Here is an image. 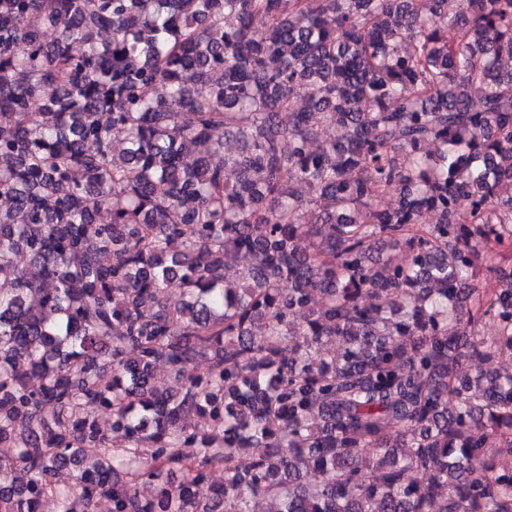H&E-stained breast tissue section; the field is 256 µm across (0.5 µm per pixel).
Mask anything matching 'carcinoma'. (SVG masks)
<instances>
[{"mask_svg":"<svg viewBox=\"0 0 512 512\" xmlns=\"http://www.w3.org/2000/svg\"><path fill=\"white\" fill-rule=\"evenodd\" d=\"M497 248L512 0H0V512H512Z\"/></svg>","mask_w":512,"mask_h":512,"instance_id":"cac0c4a2","label":"carcinoma"}]
</instances>
